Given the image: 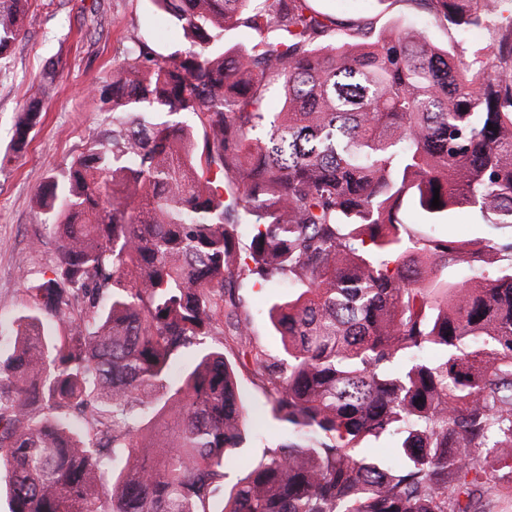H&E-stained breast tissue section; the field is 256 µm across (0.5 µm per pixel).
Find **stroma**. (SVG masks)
I'll list each match as a JSON object with an SVG mask.
<instances>
[{
    "mask_svg": "<svg viewBox=\"0 0 512 512\" xmlns=\"http://www.w3.org/2000/svg\"><path fill=\"white\" fill-rule=\"evenodd\" d=\"M316 6L344 24L413 25L425 28L435 44L450 40L412 0H317ZM147 27L167 50L182 41L148 0H32L24 35L0 58V364L12 354L17 318L31 308L28 281L50 277L54 266V243L38 239L44 216L33 198L52 171L85 150L91 128L111 127L112 114L95 90L111 81L115 60ZM34 103L39 122L27 146L14 151V125ZM288 294L285 288L243 294L242 311L254 316L257 343L276 353L275 330L255 311Z\"/></svg>",
    "mask_w": 512,
    "mask_h": 512,
    "instance_id": "obj_1",
    "label": "stroma"
}]
</instances>
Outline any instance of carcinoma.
Wrapping results in <instances>:
<instances>
[{"instance_id":"carcinoma-1","label":"carcinoma","mask_w":512,"mask_h":512,"mask_svg":"<svg viewBox=\"0 0 512 512\" xmlns=\"http://www.w3.org/2000/svg\"><path fill=\"white\" fill-rule=\"evenodd\" d=\"M151 2L183 47L126 50L99 90L112 128L37 194L56 262L29 283L0 367L9 512H478L512 491L503 0H415L453 30L444 47L340 27L314 0ZM29 4L0 0V57ZM476 28L491 38L465 45ZM234 29L248 45L226 47ZM462 208L507 234L481 247L400 217L434 226ZM450 271L470 278L450 286ZM258 284L300 287L268 310L279 354L240 318L239 290ZM48 316L67 331L50 338ZM247 364L281 436L215 511L227 466L259 439ZM381 437L394 459L367 447Z\"/></svg>"}]
</instances>
